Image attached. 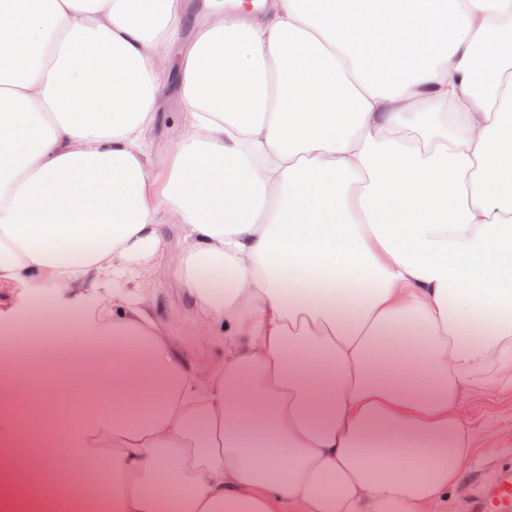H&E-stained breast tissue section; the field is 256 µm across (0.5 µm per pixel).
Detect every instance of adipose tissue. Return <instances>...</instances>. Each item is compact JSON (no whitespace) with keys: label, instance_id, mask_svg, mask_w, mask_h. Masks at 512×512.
I'll return each instance as SVG.
<instances>
[{"label":"adipose tissue","instance_id":"ef3b65f1","mask_svg":"<svg viewBox=\"0 0 512 512\" xmlns=\"http://www.w3.org/2000/svg\"><path fill=\"white\" fill-rule=\"evenodd\" d=\"M0 0V512H424L512 361V0ZM187 136L154 160L161 91ZM169 261L194 361L136 289ZM111 440L107 489L72 479ZM203 0H185L186 3V20L184 26L178 31L174 37V51L171 59L172 79L177 76V71L180 66V46L189 41L196 30V27L201 19V3Z\"/></svg>","mask_w":512,"mask_h":512}]
</instances>
